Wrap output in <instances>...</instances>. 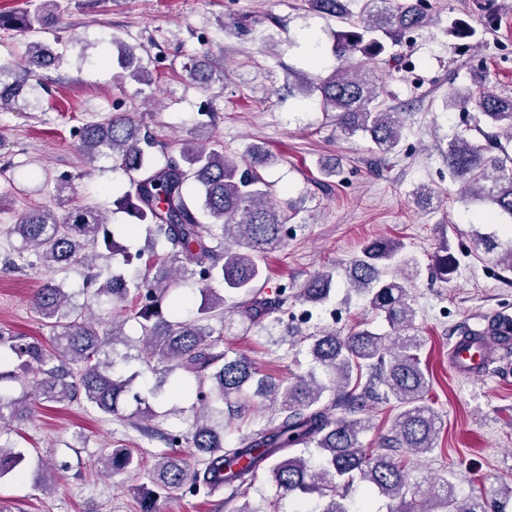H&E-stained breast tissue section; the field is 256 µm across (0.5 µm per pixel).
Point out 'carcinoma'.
<instances>
[{
	"mask_svg": "<svg viewBox=\"0 0 512 512\" xmlns=\"http://www.w3.org/2000/svg\"><path fill=\"white\" fill-rule=\"evenodd\" d=\"M34 7L0 13V28L39 32L59 15L60 0H31ZM310 7L344 24L336 31L334 53L342 62L329 75L301 73L297 89L303 96L317 95L320 107L342 134L362 132L374 149L393 153L401 144L403 124L399 113L378 101L377 78L365 60L386 52L385 40L428 23L426 14L413 0H362L359 12L349 9V0H309ZM120 46L118 66L142 82L149 83V70L137 47L116 40ZM58 58L53 47L41 41L27 44L24 64L13 71V80L0 82V111L33 88L37 70ZM190 77L206 86L215 71L202 60L189 65ZM473 105L469 128L448 141V171L461 185L466 199L492 206L494 214L512 220V93L485 92L477 98L451 85L446 106ZM480 134L484 142L472 138ZM155 140L143 125L125 116L88 122L80 131L79 149L90 164L112 162L135 175L117 200V210L129 217L113 224L97 209L74 206L64 216L41 206L22 216L10 228L19 240L15 269L25 254L34 252L38 263L65 270L74 263L88 272L87 287L71 292L64 284L47 281L33 297L36 313L53 332L46 347L0 328V384L17 382L24 396L0 392V430L31 417L26 396L48 402L69 403L80 399L95 412L121 421L155 417L138 392H132L133 377L119 369L116 345L123 336L121 315L128 299L135 301L133 318L141 328L143 347L137 360L158 376L152 394L161 392L176 371L187 377L174 382L170 394L193 392L192 420L181 430L160 433L170 447L187 445L190 458L163 453L150 474L153 488L138 496L140 512H159L158 500L174 489L192 496L212 497L224 490L227 500L245 498L260 475L270 477L279 494L296 503L309 495L322 500L319 512H350L344 503L354 481H359L395 503L394 512H430L407 499L423 493L434 499L442 512H507V502L495 498L458 493V478L443 477L412 485L405 466L385 453L404 448L411 454L434 449L439 434V416L425 400L430 387L427 368L420 358L421 340L414 333L416 311L408 288L419 273V262L404 252L395 240L376 239L361 249L350 267L348 291L384 316L393 334L367 328L343 336L335 331L310 335L311 363L307 374L288 383H275L261 374L254 362L243 356L230 357L223 349V336L214 322L226 320L224 296L237 295L241 318L251 326L279 312L287 299L262 295V261L283 237L290 216L273 202L271 185L259 167L267 161L257 146L249 159L239 162L224 145H206L188 139L178 157L158 166L151 159ZM145 233L146 249L156 253L152 275L116 272L98 263V248L122 256L131 268L144 252L131 254L118 239L133 232ZM473 249L490 257L496 265L512 271V239L473 234ZM436 266L444 277L457 265L456 257L443 247ZM198 285L201 303L187 317L180 302H168L171 293L187 282ZM334 270L317 273L297 298L312 307L327 302L334 291ZM106 309L99 317L93 307ZM470 341L485 339L508 349L494 320L480 328L460 332ZM384 387L379 399H395L400 411L391 436L381 438V450L363 448L361 437L372 428L365 416L366 398ZM256 397L270 398L276 409L266 422L234 444L224 443V405L234 402L243 411ZM341 407L344 415L333 410ZM107 475L131 473L140 462L128 448H114L98 459ZM32 476L37 487L48 481L47 463L25 450L0 445V479Z\"/></svg>",
	"mask_w": 512,
	"mask_h": 512,
	"instance_id": "obj_1",
	"label": "carcinoma"
}]
</instances>
